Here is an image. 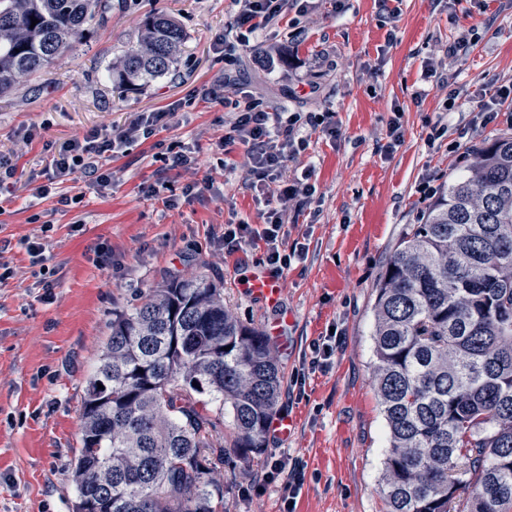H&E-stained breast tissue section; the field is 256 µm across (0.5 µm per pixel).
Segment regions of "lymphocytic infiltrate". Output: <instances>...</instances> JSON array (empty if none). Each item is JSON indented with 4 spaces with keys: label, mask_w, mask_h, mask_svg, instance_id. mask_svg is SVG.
Returning <instances> with one entry per match:
<instances>
[{
    "label": "lymphocytic infiltrate",
    "mask_w": 512,
    "mask_h": 512,
    "mask_svg": "<svg viewBox=\"0 0 512 512\" xmlns=\"http://www.w3.org/2000/svg\"><path fill=\"white\" fill-rule=\"evenodd\" d=\"M239 10L234 20L236 28L256 33L266 29L283 13L288 0H237ZM177 123L175 108L141 114L123 126H103L85 136L64 142L55 148L45 167L46 184L32 187L31 195L46 198L51 184L68 181L81 175L99 192L112 188L110 163L118 154L139 142L169 129ZM322 126L330 136H337L333 123H320L310 112H278L269 110L262 102L244 97L237 116L230 124L227 139L239 141L247 148L248 174L252 187L266 191L267 210L260 227L241 221L224 227V251L233 253L243 243L262 244L264 257L274 272L280 273L293 260L302 258L303 248H286L285 230L288 213L300 199L312 197L315 186L311 182L313 170L304 167L291 183H284L286 161L304 151L307 140L302 135L305 127Z\"/></svg>",
    "instance_id": "1"
}]
</instances>
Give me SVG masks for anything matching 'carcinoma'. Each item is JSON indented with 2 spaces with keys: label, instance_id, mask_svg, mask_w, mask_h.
Segmentation results:
<instances>
[{
  "label": "carcinoma",
  "instance_id": "carcinoma-1",
  "mask_svg": "<svg viewBox=\"0 0 512 512\" xmlns=\"http://www.w3.org/2000/svg\"><path fill=\"white\" fill-rule=\"evenodd\" d=\"M111 8L0 0V95L49 67ZM183 42L174 19L148 15L112 80L144 87L167 75ZM376 288L386 512H512V133L471 151L465 173L409 225ZM282 379L269 338L202 276L134 293L112 313L87 381L82 446L68 473L75 512H229L213 477L224 446L211 432L228 405L230 447L245 459L260 454ZM203 393L216 410L198 408Z\"/></svg>",
  "mask_w": 512,
  "mask_h": 512
}]
</instances>
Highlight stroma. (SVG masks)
I'll list each match as a JSON object with an SVG mask.
<instances>
[{
	"instance_id": "obj_1",
	"label": "stroma",
	"mask_w": 512,
	"mask_h": 512,
	"mask_svg": "<svg viewBox=\"0 0 512 512\" xmlns=\"http://www.w3.org/2000/svg\"><path fill=\"white\" fill-rule=\"evenodd\" d=\"M47 71L0 97V152L16 167L14 194L0 195L4 258L19 273L0 286V512H73L76 490L66 475L81 446L78 416L113 311L135 289L199 273L224 290L244 322L264 327L290 314L288 347L279 351L283 381L278 412L293 436L266 437L263 452L229 454L219 474L230 512H280L278 458L300 460L306 480L296 512H384L380 479L387 426L372 380L375 285L407 225L427 206L417 188L436 189L465 169L470 148L512 132V100L482 124L475 98L512 82V0H315L289 4L278 24L241 44L236 0H111ZM161 11L185 33L173 71L148 86L117 88L112 62L135 45L143 18ZM445 61L436 76L428 60ZM230 80L281 112H329L340 134L310 131L289 170L312 165L316 192L288 214V240L304 259L280 275L273 307L241 291L238 277L261 267L263 250L243 245L225 256V224H258L261 205L248 186L247 152L223 137L238 108L195 96L196 88ZM180 108L178 127L158 132L114 158L104 195L84 180L60 184L35 201L26 186L50 159L49 149L142 112ZM400 113L403 140L388 148L386 125ZM41 127L22 145L21 128ZM447 126L433 138L435 126ZM196 152V169L162 172L155 141ZM231 162V169L220 166ZM213 190L165 208L145 186L163 179L174 193L203 178ZM71 199L69 205L60 196ZM54 230L46 254L58 269L51 288L34 286L18 239ZM112 249L97 265L95 245ZM336 333L326 368L292 381L312 342ZM302 371V370H301Z\"/></svg>"
}]
</instances>
